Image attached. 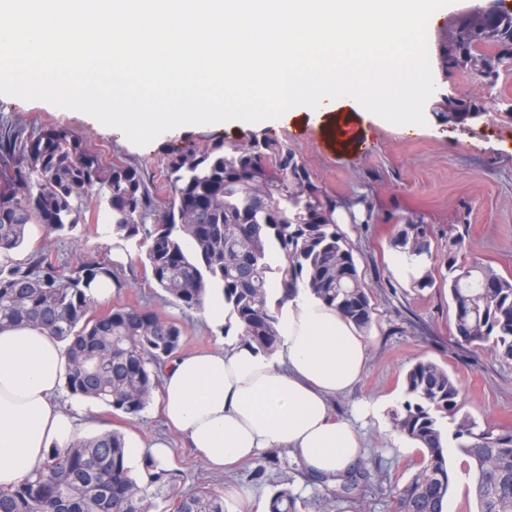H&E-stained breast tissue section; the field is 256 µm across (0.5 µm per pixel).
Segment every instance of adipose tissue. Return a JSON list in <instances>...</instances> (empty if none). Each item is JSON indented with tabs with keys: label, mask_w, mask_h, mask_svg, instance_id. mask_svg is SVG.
<instances>
[{
	"label": "adipose tissue",
	"mask_w": 512,
	"mask_h": 512,
	"mask_svg": "<svg viewBox=\"0 0 512 512\" xmlns=\"http://www.w3.org/2000/svg\"><path fill=\"white\" fill-rule=\"evenodd\" d=\"M281 342L266 353L240 336L223 348L186 354L168 365L159 404L192 452L226 469L261 451L287 449L309 471L333 477L357 459L360 438L336 417L332 400L354 388L367 366L365 337L307 289L282 298ZM68 357L49 332L0 329V487L30 476L51 449L79 437L89 400L63 409Z\"/></svg>",
	"instance_id": "adipose-tissue-1"
}]
</instances>
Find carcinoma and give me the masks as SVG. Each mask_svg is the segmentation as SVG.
<instances>
[{
	"mask_svg": "<svg viewBox=\"0 0 512 512\" xmlns=\"http://www.w3.org/2000/svg\"><path fill=\"white\" fill-rule=\"evenodd\" d=\"M512 41V14L500 29L453 39L441 61L480 80L496 72ZM171 198L158 213L153 188L135 165H109L71 130L29 134L0 124V252L20 248L31 224L58 235L83 221L92 190L106 199L112 236L139 239L144 268L173 304L196 309L216 292L244 341L272 352L279 343L282 301L306 288L364 330L373 307L347 236L336 223V201L321 193L288 145L267 139L187 144L167 160ZM452 238L442 288L462 347L486 349L512 363V278L463 252ZM391 246L420 269L419 288L434 285L427 225L400 227ZM113 278L102 263L60 264L46 249L17 264H0V328L38 326L67 345L65 387L138 417L158 389L162 368L180 355L184 328L140 304L95 309L92 284ZM279 280L282 299L269 296ZM406 399L394 411L397 430L426 449L417 471L395 491V512H443L450 472L447 447L465 457L478 512H512V427H480L461 413L459 390L446 369L421 360L407 372ZM124 436L108 430L55 449L28 478L0 487V512H152L153 498L176 482V471L148 457L150 486L127 465ZM284 491L269 512H295ZM168 512H224V496L206 487L169 497Z\"/></svg>",
	"mask_w": 512,
	"mask_h": 512,
	"instance_id": "obj_1",
	"label": "carcinoma"
}]
</instances>
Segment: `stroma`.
<instances>
[{
  "label": "stroma",
  "mask_w": 512,
  "mask_h": 512,
  "mask_svg": "<svg viewBox=\"0 0 512 512\" xmlns=\"http://www.w3.org/2000/svg\"><path fill=\"white\" fill-rule=\"evenodd\" d=\"M485 5V0H455L431 16L428 53L437 92L425 105V125L414 130L368 120L344 98L319 121L304 117L286 126L270 121L243 129L202 125L174 129L137 146L121 131L103 127L84 113L0 95V122L36 133L65 127L103 163L121 160L138 165L153 184L161 208L170 199L166 161L185 142L204 147L220 139L265 138L288 145L325 195L355 209L354 220L341 230L360 261L375 311L365 331L366 372L350 393L336 397L333 410L338 418L354 423L362 436L363 448L350 473H369V483L342 493L338 482L309 473L284 449L261 452L233 472H215L185 448L151 406L132 420L97 406L83 425L84 435L116 429L144 442L166 439L173 449L168 465L177 472V492L214 488L226 493L228 512H263L283 490L295 496L297 512H394L392 492L411 478L420 450L392 442V413L405 399L404 377L417 361L430 360L448 370L460 390L463 412L480 426H512V365L489 351L455 345L450 339L453 312L447 294L437 285L414 287L388 268L397 255L392 237L413 219L427 224L433 242L442 246L450 235L463 234L470 256L499 274H512V71L474 82L440 61L442 39L453 36L457 27L471 21L474 9ZM461 102L479 109L480 117L449 121V112ZM85 216L83 224L63 236L32 225L20 255L43 245L68 266L87 261L108 264L120 283L112 305H146L180 320L185 329L183 353L223 347V332L207 326L199 310L180 309L146 279L136 242L114 243L101 195L90 197ZM367 400L382 401L380 417H358L357 405ZM232 489L248 493V505L229 497Z\"/></svg>",
  "instance_id": "obj_1"
}]
</instances>
